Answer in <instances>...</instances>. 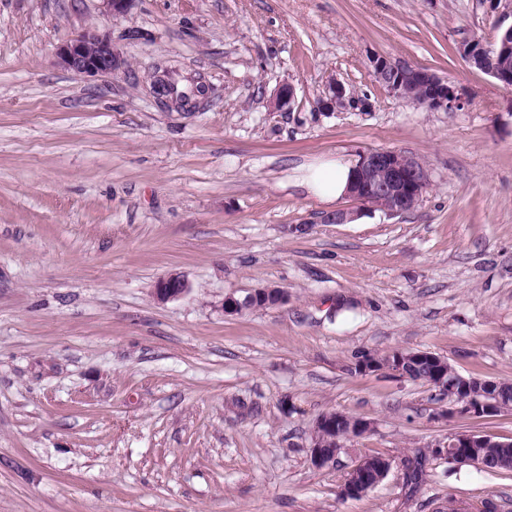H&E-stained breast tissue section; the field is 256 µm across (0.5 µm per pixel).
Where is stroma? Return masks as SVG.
Here are the masks:
<instances>
[{"mask_svg":"<svg viewBox=\"0 0 512 512\" xmlns=\"http://www.w3.org/2000/svg\"><path fill=\"white\" fill-rule=\"evenodd\" d=\"M512 0H0V512H512V472L428 457L449 433L512 437V414L447 398L359 353L424 350L512 381V87L460 54L495 41ZM95 27L126 60L87 76L57 47ZM427 68L465 98L404 102L368 64ZM204 84L163 107L155 72ZM369 112H323L328 80ZM291 83L290 110L268 100ZM396 149L431 184L400 215L299 184L305 167ZM172 273L192 290L154 296ZM263 287L284 303L227 315ZM371 422L325 468L316 418ZM373 489L340 487L361 457ZM287 298L288 294L283 289L272 287L258 288L242 300L232 295L225 296L222 303V310L224 311V314L236 315L242 313L246 309L244 305L248 301L255 305L261 302L262 306L266 307L281 304L286 301Z\"/></svg>","mask_w":512,"mask_h":512,"instance_id":"obj_1","label":"stroma"}]
</instances>
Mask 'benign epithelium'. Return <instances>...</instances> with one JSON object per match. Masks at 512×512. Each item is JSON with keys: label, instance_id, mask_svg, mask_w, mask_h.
Returning <instances> with one entry per match:
<instances>
[{"label": "benign epithelium", "instance_id": "obj_1", "mask_svg": "<svg viewBox=\"0 0 512 512\" xmlns=\"http://www.w3.org/2000/svg\"><path fill=\"white\" fill-rule=\"evenodd\" d=\"M459 50L470 64L478 65L479 70L506 86L512 84V70L505 65L497 67L491 64V57L487 55L481 41L475 38L466 39L461 42ZM494 51L504 60L512 53V25L499 31ZM56 55L63 67L88 76L116 71L125 65L122 54L114 48L107 36L93 29L81 31L69 42L58 47ZM369 65L371 71L379 77L390 71L398 74L397 81L389 85L388 92L400 99L430 110L445 112H454L463 107V99L458 90L429 70L396 64L379 54L370 56ZM294 96V86L288 82L282 83L269 100L270 110L282 112L291 108ZM318 108L327 112H369L372 102L368 97L355 94L347 90L344 84L332 79L326 85L324 95L319 98ZM429 185V172L420 161L398 150L380 149L360 156L353 167V178L347 196L363 208L400 215L418 204ZM189 291L188 281L184 276L175 273L158 281L154 294L159 301L168 302L186 295ZM287 298L288 294L283 289L258 288L242 300L233 295L224 297L222 310L226 315H236L245 310V304L249 301L266 307L281 304ZM411 358H419L434 365L429 384L450 400L448 414L467 418L512 414V404L492 393L498 382L465 378L455 372L447 360L427 351H415L409 355L399 353L389 363L369 355L362 359V371L367 374L386 369L397 377L407 379L409 374L405 364ZM343 420L345 417L339 413L323 414L316 419L310 444L312 465L323 468L334 462V458L323 450L322 439L336 435ZM491 445L500 448L512 446V438H498L461 430L448 434L447 441L433 444L432 449L438 458L477 466V449ZM376 466L378 460L373 456L361 457L341 486L340 494L344 497H358L373 488L367 475Z\"/></svg>", "mask_w": 512, "mask_h": 512}]
</instances>
